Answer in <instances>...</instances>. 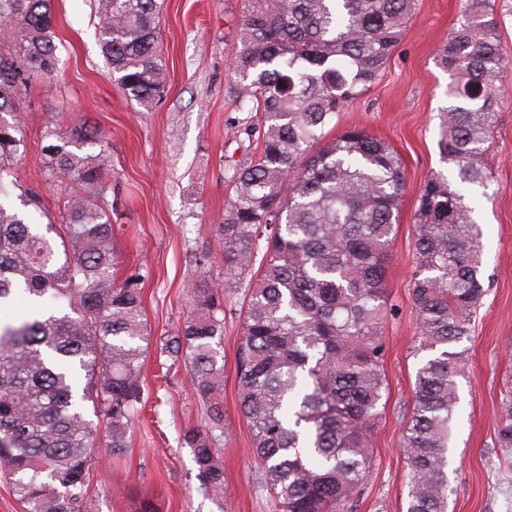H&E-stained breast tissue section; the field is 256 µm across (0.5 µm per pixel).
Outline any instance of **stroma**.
<instances>
[{"label":"stroma","mask_w":512,"mask_h":512,"mask_svg":"<svg viewBox=\"0 0 512 512\" xmlns=\"http://www.w3.org/2000/svg\"><path fill=\"white\" fill-rule=\"evenodd\" d=\"M242 20L241 0H164L161 46L168 90L141 107L110 78L97 41L96 0H55L57 81H34L8 119L27 136L29 150L14 166L22 186L38 189L42 206L57 215L69 184L46 183L41 169L49 121L88 124L96 135L84 153L106 151V196L112 205L115 274L144 268V311L152 342L144 365V401L127 448L101 449L87 488L89 512H273L252 453L251 431L237 394L235 351L240 319L227 313L224 356V487L203 490L184 427L203 424L205 412L179 365L160 372L163 340L189 313L186 284L201 270L195 255L210 256L213 284L224 281V249L211 235L230 200L228 163L252 151L243 117L229 93L230 50ZM461 20L460 0H417L413 17L380 82L340 112L330 136L351 126L389 143L401 156L405 187L388 266L393 317L384 329L388 390L374 427L372 470L350 512H405L408 492L402 435L412 408L419 363L412 347L417 314L411 299L415 270L414 214L425 179L452 176L438 148L439 114L447 106L448 73L437 61L441 41ZM492 174L467 194L481 229V272L487 290L463 346L468 362L457 378L458 408L448 453V512H512V466L495 448L499 404L512 379V92L498 105L483 155Z\"/></svg>","instance_id":"1"}]
</instances>
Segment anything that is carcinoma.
Wrapping results in <instances>:
<instances>
[{
	"label": "carcinoma",
	"instance_id": "obj_1",
	"mask_svg": "<svg viewBox=\"0 0 512 512\" xmlns=\"http://www.w3.org/2000/svg\"><path fill=\"white\" fill-rule=\"evenodd\" d=\"M109 74L142 107L169 80L159 53V0H97ZM416 0H243L230 89L243 130L261 113L260 146L231 168L233 195L210 231L224 244V287L187 288L190 315L162 351L189 370L208 422L187 428L204 489L224 487L227 305L245 289L236 350L241 412L260 484L279 512H348L369 476L372 434L387 391L383 329L392 316L387 265L405 184L402 158L359 128L327 139L343 107L380 80ZM52 0H0V308L27 296L37 316L0 322V472L30 512H86L99 449L127 447L144 397L151 329L140 271L118 282L103 154L81 152L86 128L47 126L41 166L69 180L58 217L28 222L34 192L9 200L5 178L25 155L6 122L33 77L58 76ZM450 78L440 113L441 157L460 183L484 187L492 115L512 59L489 0H463L462 21L438 49ZM480 233L444 174L423 186L414 224L417 312L412 410L402 436L406 512H448V448L470 318L486 295ZM91 409L93 418L86 417ZM497 446L512 455V391L501 402Z\"/></svg>",
	"mask_w": 512,
	"mask_h": 512
}]
</instances>
